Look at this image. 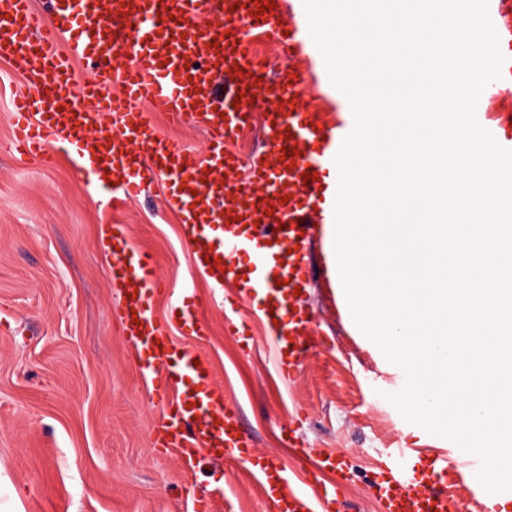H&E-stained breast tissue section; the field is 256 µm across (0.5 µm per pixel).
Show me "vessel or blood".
Here are the masks:
<instances>
[{
	"mask_svg": "<svg viewBox=\"0 0 512 512\" xmlns=\"http://www.w3.org/2000/svg\"><path fill=\"white\" fill-rule=\"evenodd\" d=\"M488 10L506 61L476 118L498 144L512 149L507 131L512 125V0H488ZM275 20L272 11L250 15L237 0H56L47 13L36 12L32 0H0V57L23 67L29 87L13 112L16 150L47 164L52 160L48 144H65L90 184L116 207L164 173L169 205L195 230L189 248L199 271L217 287L242 281L243 296L273 309V360L278 372L290 377L301 363L311 323L294 295L303 284L296 237L325 221L316 208L345 133L320 126L304 110L307 72L288 69L263 77L249 50L252 31L301 53L311 67L323 62L307 22L285 29ZM61 40L68 44L63 54L54 50ZM77 59L95 68V79L75 81L71 65ZM115 73L121 86L113 91L109 82ZM220 77L226 89L219 103L214 85ZM246 90L268 104L267 148L244 163L225 151L224 140L252 121L247 109L232 106ZM152 112L165 113L175 125H201L209 141L207 157L160 137L148 119ZM293 147L299 154L289 167L281 155ZM243 163L248 176L240 181L235 169ZM307 171L312 180H304ZM255 233L268 247L255 257L265 270L259 282L242 280L237 263ZM103 248L113 280L131 282L135 289L120 301L122 336L139 368L153 379L159 399L169 402L152 438L154 450L177 449L185 462L207 456L249 464L272 512H336L339 484L309 490L316 473L339 468L335 453L320 452L314 472L302 477L253 455L240 413L225 405L207 356L175 347L167 322L153 316L162 280L151 256L133 249L123 224L104 238ZM216 258L217 270L210 266ZM379 472L382 512H456L448 476L464 477L465 470L447 456L419 460L413 449L396 448Z\"/></svg>",
	"mask_w": 512,
	"mask_h": 512,
	"instance_id": "vessel-or-blood-1",
	"label": "vessel or blood"
}]
</instances>
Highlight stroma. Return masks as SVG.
Returning a JSON list of instances; mask_svg holds the SVG:
<instances>
[{
    "label": "stroma",
    "instance_id": "1",
    "mask_svg": "<svg viewBox=\"0 0 512 512\" xmlns=\"http://www.w3.org/2000/svg\"><path fill=\"white\" fill-rule=\"evenodd\" d=\"M251 41L268 74L308 67L303 55H288L269 38ZM26 90L23 73L0 59V512H11L15 490L21 512L36 496L64 512H192L193 497L217 488L223 494L213 512H270L243 464L189 467L177 452L153 451L162 407L121 337L120 286L101 236L113 224L127 225L132 246L152 256L169 288L156 298L155 316L169 318L186 292L206 298L197 312L204 336L176 323L170 335L211 359L224 402L239 408L255 452L312 471L309 457L290 449L293 433L303 447L343 456V512H381L377 461L399 445L425 459L445 453L479 466L477 456L407 422L387 401L405 378L355 335L317 229L303 246L308 349L286 381L261 345L268 327L241 303L238 284L216 292L196 273L163 181L116 211L60 146L50 167L12 151L13 102Z\"/></svg>",
    "mask_w": 512,
    "mask_h": 512
}]
</instances>
